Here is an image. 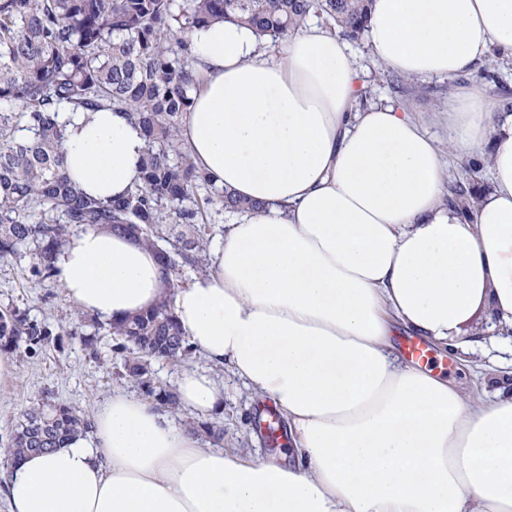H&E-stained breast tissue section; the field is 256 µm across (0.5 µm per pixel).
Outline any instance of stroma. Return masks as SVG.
I'll use <instances>...</instances> for the list:
<instances>
[{"label": "stroma", "instance_id": "obj_1", "mask_svg": "<svg viewBox=\"0 0 512 512\" xmlns=\"http://www.w3.org/2000/svg\"><path fill=\"white\" fill-rule=\"evenodd\" d=\"M350 60L360 74L359 106L398 104L424 119L427 129L438 137L447 130L439 114L448 103V91L465 87L471 81H484L488 97L495 102L512 98V64L489 60L483 71L473 77L448 79L433 77L415 80L413 87L398 93L391 87L396 75L374 55L368 38L349 43ZM31 257L21 254L0 263V310L19 309L29 319L64 326L66 333L53 340L36 356L20 353L7 355L9 376L0 378V450L7 448L21 413L32 403L49 397L86 415L111 398L114 391L137 393V386L120 376L121 360L112 351V338L100 328L92 313H79L68 302L60 287L46 284L32 287L29 281ZM95 337V350H87L84 340ZM437 375L448 379L463 392L478 395L493 379H512V349L486 346L476 357L434 347ZM262 404L253 402L238 390L225 394L224 409L214 419L224 427V445L247 448L263 455H273L263 434L253 428Z\"/></svg>", "mask_w": 512, "mask_h": 512}]
</instances>
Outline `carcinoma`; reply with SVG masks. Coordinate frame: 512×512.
<instances>
[{"label":"carcinoma","instance_id":"carcinoma-1","mask_svg":"<svg viewBox=\"0 0 512 512\" xmlns=\"http://www.w3.org/2000/svg\"><path fill=\"white\" fill-rule=\"evenodd\" d=\"M372 0H0V261L25 249L36 287L57 282L53 255L84 226L138 236L166 261L169 291L180 271L207 269L209 239L199 233L206 207L228 213L255 207L216 185L182 147L179 126L201 80L189 38L209 23L230 21L274 42L322 16L340 33L366 32ZM101 108L128 113L141 127L147 151L128 194L102 200L85 194L66 173L65 127L58 114ZM203 187L211 195L201 200ZM121 375L144 395L174 401L156 383L151 362L184 359L193 349L171 298L137 316L107 323ZM51 327L16 310L0 312V352L36 354ZM91 429V419L43 398L21 415L6 457L60 448Z\"/></svg>","mask_w":512,"mask_h":512}]
</instances>
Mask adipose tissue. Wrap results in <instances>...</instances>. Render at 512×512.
<instances>
[{
	"instance_id": "ef3b65f1",
	"label": "adipose tissue",
	"mask_w": 512,
	"mask_h": 512,
	"mask_svg": "<svg viewBox=\"0 0 512 512\" xmlns=\"http://www.w3.org/2000/svg\"><path fill=\"white\" fill-rule=\"evenodd\" d=\"M371 45L411 79L512 60V0H374ZM207 81L182 120L196 166L256 208L225 225L209 270L174 290L193 348L288 422L287 460L204 448L116 392L89 433L0 465L9 512H512V382L471 398L402 361L397 331L464 353L476 314L512 338V112L483 87L448 94L446 141L405 109L358 111L338 34L310 24L273 53L230 22L197 29ZM70 178L101 199L134 182L141 129L113 110L64 112ZM486 163L461 210L447 156ZM65 298L119 322L165 296L170 271L133 235L74 232L53 258ZM180 404L206 416L225 387L198 369Z\"/></svg>"
}]
</instances>
